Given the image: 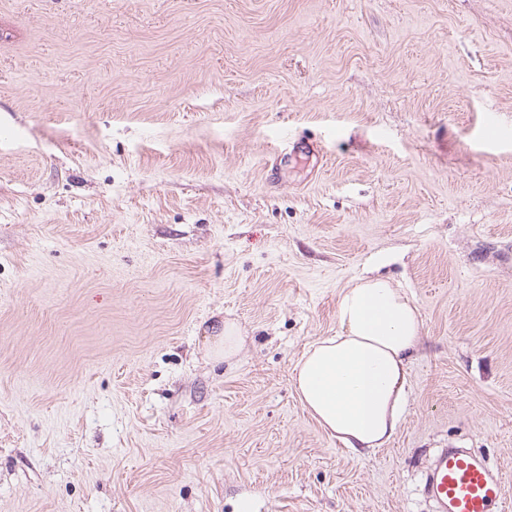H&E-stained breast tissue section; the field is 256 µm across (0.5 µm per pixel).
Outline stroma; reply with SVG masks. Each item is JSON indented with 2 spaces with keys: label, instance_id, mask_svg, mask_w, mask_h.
Wrapping results in <instances>:
<instances>
[{
  "label": "stroma",
  "instance_id": "stroma-1",
  "mask_svg": "<svg viewBox=\"0 0 512 512\" xmlns=\"http://www.w3.org/2000/svg\"><path fill=\"white\" fill-rule=\"evenodd\" d=\"M371 273L361 456L292 373ZM451 441L512 492V0H0V512H432ZM336 316V336L310 344L296 362L294 386L320 428L352 452L370 455L397 431L421 314L401 288L375 276L340 294Z\"/></svg>",
  "mask_w": 512,
  "mask_h": 512
}]
</instances>
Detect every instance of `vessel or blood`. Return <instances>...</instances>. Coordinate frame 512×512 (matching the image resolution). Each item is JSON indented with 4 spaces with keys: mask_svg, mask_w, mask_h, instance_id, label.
Returning <instances> with one entry per match:
<instances>
[{
    "mask_svg": "<svg viewBox=\"0 0 512 512\" xmlns=\"http://www.w3.org/2000/svg\"><path fill=\"white\" fill-rule=\"evenodd\" d=\"M434 512H506V482L474 449H438L424 473Z\"/></svg>",
    "mask_w": 512,
    "mask_h": 512,
    "instance_id": "vessel-or-blood-1",
    "label": "vessel or blood"
}]
</instances>
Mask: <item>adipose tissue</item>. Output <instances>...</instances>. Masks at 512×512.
Masks as SVG:
<instances>
[{
  "label": "adipose tissue",
  "instance_id": "adipose-tissue-1",
  "mask_svg": "<svg viewBox=\"0 0 512 512\" xmlns=\"http://www.w3.org/2000/svg\"><path fill=\"white\" fill-rule=\"evenodd\" d=\"M336 316V334L310 344L296 362L294 386L320 428L368 455L397 431L421 314L404 291L375 276L357 279L340 294Z\"/></svg>",
  "mask_w": 512,
  "mask_h": 512
}]
</instances>
